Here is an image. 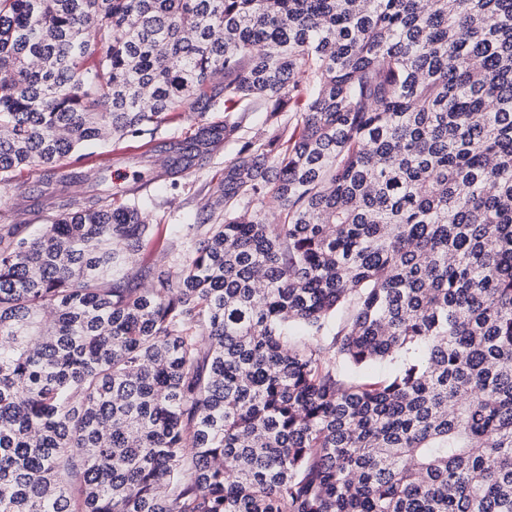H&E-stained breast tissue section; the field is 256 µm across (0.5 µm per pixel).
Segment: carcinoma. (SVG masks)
Returning a JSON list of instances; mask_svg holds the SVG:
<instances>
[{"label":"carcinoma","mask_w":512,"mask_h":512,"mask_svg":"<svg viewBox=\"0 0 512 512\" xmlns=\"http://www.w3.org/2000/svg\"><path fill=\"white\" fill-rule=\"evenodd\" d=\"M188 117L144 263L72 158ZM25 174L85 190L0 208V512H512V0H0ZM39 190L35 184L28 183L4 197L1 196L0 192V207L3 204L2 200H6L7 204H11L16 198H19L24 203L23 205L26 209L25 214L20 215L23 224H42L44 216L54 210V206H57L63 200L62 197H65L67 194L57 192L53 197H49L42 194Z\"/></svg>","instance_id":"cac0c4a2"}]
</instances>
